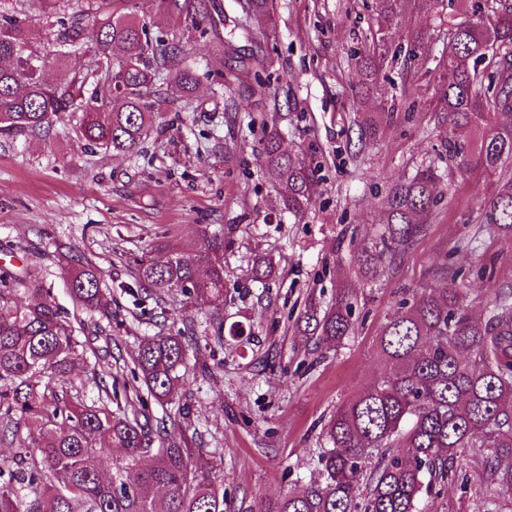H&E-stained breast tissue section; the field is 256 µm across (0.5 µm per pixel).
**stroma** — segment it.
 <instances>
[{"label": "stroma", "instance_id": "obj_1", "mask_svg": "<svg viewBox=\"0 0 512 512\" xmlns=\"http://www.w3.org/2000/svg\"><path fill=\"white\" fill-rule=\"evenodd\" d=\"M223 22L200 33L161 19L160 35L202 72L193 106L169 88L163 110L139 146L102 153L75 139L77 117L63 113L49 132L0 135V279L14 304L40 281L69 313L75 334L95 352L67 388L97 398L112 377V402L158 420L175 414L139 395L131 368L140 344L192 327L184 398L202 448L224 482L226 512H261L265 502L321 478L324 424L337 408L388 372L378 337L400 303L440 288L441 266L471 314L487 318L498 288L512 285V240L481 237L461 249L484 218L497 184L481 169L459 173L448 161V124L433 108L447 22L405 11L378 33L372 0H272L266 22L246 0H213ZM423 31L419 48L410 37ZM384 36L389 48L373 96L359 91L353 52ZM414 102L399 110L402 98ZM381 129L358 149V124ZM311 159L318 184L311 207L293 215L259 159L267 126ZM433 166L439 202L425 233L391 269L362 281L361 246L383 250L389 187ZM224 242V321L240 322L250 342L217 344L210 310L187 291L156 292L138 280L142 264L192 257L204 235ZM96 265L112 296V316L89 315L67 291L65 254ZM271 261L269 278L254 273ZM359 286L355 332L336 347L315 345L296 322L308 297L336 300L340 285ZM467 484L448 482L423 496L424 512H512V490L488 485L484 454L463 457Z\"/></svg>", "mask_w": 512, "mask_h": 512}]
</instances>
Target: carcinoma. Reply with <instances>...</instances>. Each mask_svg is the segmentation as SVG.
I'll return each instance as SVG.
<instances>
[{"mask_svg": "<svg viewBox=\"0 0 512 512\" xmlns=\"http://www.w3.org/2000/svg\"><path fill=\"white\" fill-rule=\"evenodd\" d=\"M56 19L53 50L33 37L31 25L9 15L0 0V133L39 134L62 112L79 115L78 140L105 152H130L146 138L162 97L157 82L176 86L186 101L201 81L186 55L165 40L150 39L137 16L138 0H41ZM152 11L182 17L191 27L217 26L212 0H150ZM373 0L378 32L409 8L433 17L446 9L448 44L435 111L448 114V160L464 174L475 165L489 175L512 164V0ZM384 37L354 55L365 94L377 90L386 57ZM65 59L70 76L50 84V56ZM481 134L477 152L458 139ZM265 174L280 189L283 209L301 213L312 203L317 168L283 148L275 129L261 149ZM435 168L426 166L391 186L386 231L397 248L425 232L421 218L437 203ZM485 221L472 239L498 234L512 239V178L498 180L484 202ZM357 262L364 274L383 272V253L366 248ZM97 267L81 261L68 269L70 293L90 313L108 315ZM142 284L163 292L181 288L213 308L218 340L243 335L224 329V243L204 235L196 258L174 255L139 270ZM356 285L338 289L323 310L309 300L302 331L328 347L354 331ZM390 372L341 404L325 425L329 444L319 457L323 481L265 503L261 512H419L433 481L466 478L457 460L469 448L488 450L487 482L512 490V287L500 288L490 317L473 318L457 288H432L390 319L379 339ZM95 352L78 340L67 317L48 300L0 303V434L18 442L17 465L0 460V512H225L224 485L214 464L186 432L166 420L148 429L138 417L112 411V393L86 402L59 387ZM185 334L144 342L134 372L160 403L185 392ZM38 432L22 434L23 426ZM158 447H152L153 442ZM121 448L117 469L150 458L132 480L104 475L96 458Z\"/></svg>", "mask_w": 512, "mask_h": 512, "instance_id": "cac0c4a2", "label": "carcinoma"}]
</instances>
